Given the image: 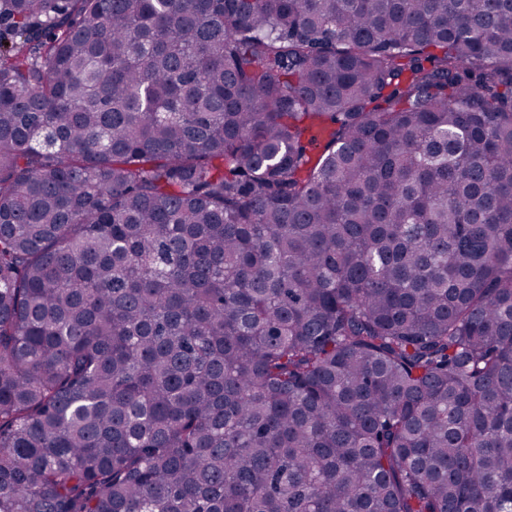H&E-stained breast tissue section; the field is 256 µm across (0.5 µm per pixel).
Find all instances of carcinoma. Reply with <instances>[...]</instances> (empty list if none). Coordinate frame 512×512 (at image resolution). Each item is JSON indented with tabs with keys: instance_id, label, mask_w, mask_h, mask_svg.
Here are the masks:
<instances>
[{
	"instance_id": "carcinoma-1",
	"label": "carcinoma",
	"mask_w": 512,
	"mask_h": 512,
	"mask_svg": "<svg viewBox=\"0 0 512 512\" xmlns=\"http://www.w3.org/2000/svg\"><path fill=\"white\" fill-rule=\"evenodd\" d=\"M0 512H512V0H0Z\"/></svg>"
}]
</instances>
